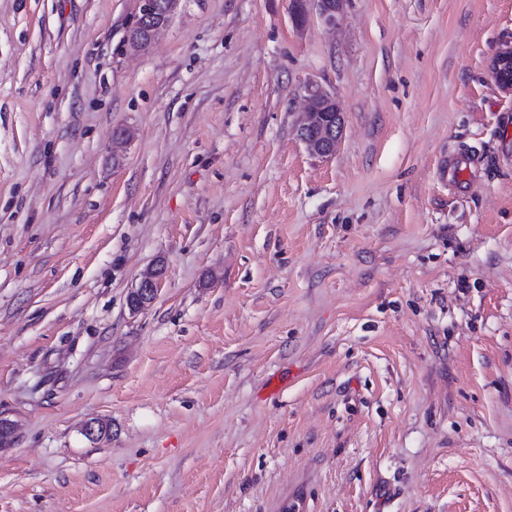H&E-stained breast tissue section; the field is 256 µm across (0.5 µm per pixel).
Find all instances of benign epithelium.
<instances>
[{
	"mask_svg": "<svg viewBox=\"0 0 512 512\" xmlns=\"http://www.w3.org/2000/svg\"><path fill=\"white\" fill-rule=\"evenodd\" d=\"M140 14L130 36L144 44L152 43L160 29L166 26L178 0H139ZM348 0H293L292 21L298 27L305 22L308 6H313L323 24L334 28L343 18ZM493 74L496 82L505 89L512 90V47L501 51L494 62ZM304 112L298 126V135L307 149L320 157H329L336 152L342 139L344 117L334 95L322 85L310 81L304 85ZM334 108V118L327 124L321 123V109ZM162 269L143 276L129 294V308L136 313L151 305L159 291ZM80 433L90 442L98 443L106 439L110 431L107 421L100 417L87 419Z\"/></svg>",
	"mask_w": 512,
	"mask_h": 512,
	"instance_id": "obj_1",
	"label": "benign epithelium"
}]
</instances>
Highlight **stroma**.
Returning a JSON list of instances; mask_svg holds the SVG:
<instances>
[{"label": "stroma", "instance_id": "35a3bbf8", "mask_svg": "<svg viewBox=\"0 0 512 512\" xmlns=\"http://www.w3.org/2000/svg\"><path fill=\"white\" fill-rule=\"evenodd\" d=\"M292 8L0 0V512H512V0ZM140 14L130 36L146 46L151 44L160 29L166 26L178 0H139ZM347 2L348 0H294L292 21L297 27L302 26L308 6L312 4L323 24L335 28L343 18ZM493 74L496 82L501 87L512 90V47L501 51L497 55ZM302 98L304 112L298 126V135L311 153L320 157H329L336 152L342 139L343 114L334 95L317 82L309 81L304 85ZM324 106H332L335 112L332 122L322 125L320 110ZM318 127H321L320 134L314 136V131ZM482 154L474 152L469 156H455L448 159V180L454 186L466 188L475 179L476 171L482 165ZM161 268L143 276L137 286L129 294V308L136 313L151 305L159 291Z\"/></svg>", "mask_w": 512, "mask_h": 512}]
</instances>
